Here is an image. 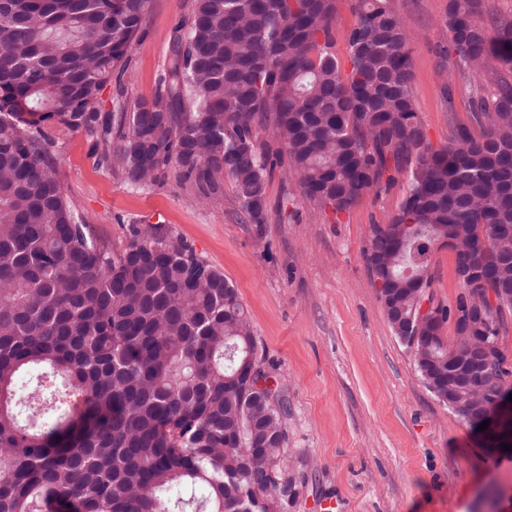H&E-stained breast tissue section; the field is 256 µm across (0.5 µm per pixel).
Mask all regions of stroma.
Masks as SVG:
<instances>
[{"label":"stroma","instance_id":"35a3bbf8","mask_svg":"<svg viewBox=\"0 0 512 512\" xmlns=\"http://www.w3.org/2000/svg\"><path fill=\"white\" fill-rule=\"evenodd\" d=\"M194 0H150L120 83L100 109L152 100L174 27ZM411 38L415 106L433 147L474 126L473 103L490 78L454 76L444 25L448 0H397ZM54 154L78 218L113 251L133 224L183 238L233 283L249 316L257 357L288 408L285 455L304 486L288 512H512V458L489 455L480 435L440 403L411 351L394 335L365 260L373 225H386L406 180L366 191L336 214L302 200L287 167L267 177L266 220L251 224L228 179L204 202L168 169L128 185L94 138L55 130ZM455 255L434 246L430 307L455 310L463 288Z\"/></svg>","mask_w":512,"mask_h":512}]
</instances>
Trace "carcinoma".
I'll list each match as a JSON object with an SVG mask.
<instances>
[{
	"label": "carcinoma",
	"instance_id": "1",
	"mask_svg": "<svg viewBox=\"0 0 512 512\" xmlns=\"http://www.w3.org/2000/svg\"><path fill=\"white\" fill-rule=\"evenodd\" d=\"M148 6L0 0V512H286L299 494L279 483L287 406L238 376L255 338L236 289L170 233L132 224L114 253L76 221L50 124L94 137L135 187L174 167L209 201L223 175L258 225L278 164L337 214L406 178L365 259L395 336L420 329L415 366L444 404L451 391L471 406L448 378V312L420 314L433 247L466 240L490 286L512 289V23L491 36L480 0H448L457 74L496 81L474 105L480 134L458 126L437 150L395 0H357L346 74L335 0H196L152 101L102 112ZM262 129L280 148L258 145ZM511 314L489 309L477 335L499 348ZM511 375L475 384L505 403ZM482 435L512 445L507 425Z\"/></svg>",
	"mask_w": 512,
	"mask_h": 512
}]
</instances>
